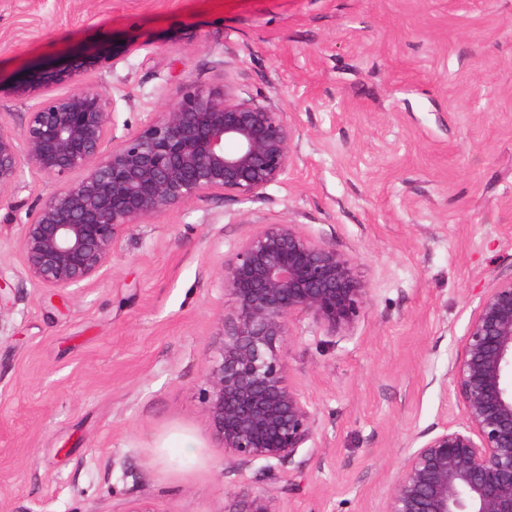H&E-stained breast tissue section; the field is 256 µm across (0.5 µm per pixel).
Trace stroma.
<instances>
[{
    "instance_id": "stroma-1",
    "label": "stroma",
    "mask_w": 512,
    "mask_h": 512,
    "mask_svg": "<svg viewBox=\"0 0 512 512\" xmlns=\"http://www.w3.org/2000/svg\"><path fill=\"white\" fill-rule=\"evenodd\" d=\"M119 53L95 75L126 131L190 84L232 83L296 129L294 164L247 200L125 229L66 298L32 283L27 172L0 203V512H383L417 436L461 420L440 380L480 295L512 276V0H0V117L34 66ZM349 255L370 288L354 331L293 321L286 381L312 447L275 474L225 455L206 360L233 301L220 271L266 224Z\"/></svg>"
}]
</instances>
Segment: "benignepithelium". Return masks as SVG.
<instances>
[{"instance_id": "obj_1", "label": "benign epithelium", "mask_w": 512, "mask_h": 512, "mask_svg": "<svg viewBox=\"0 0 512 512\" xmlns=\"http://www.w3.org/2000/svg\"><path fill=\"white\" fill-rule=\"evenodd\" d=\"M116 64L99 55L41 66L13 94L33 99L20 130L0 119V199L29 169L60 186L26 211L20 247L40 287L81 288L101 275L132 224L195 202L249 199L293 164L286 113L221 88L188 87L138 130L116 136L117 100L92 75ZM232 296L217 355L208 358L205 409L224 453L272 474L315 438L316 413L285 382L291 322L310 317L349 333L370 288L346 254L296 224H266L224 265ZM453 387L462 419L408 456L383 512H512V277L479 300Z\"/></svg>"}]
</instances>
